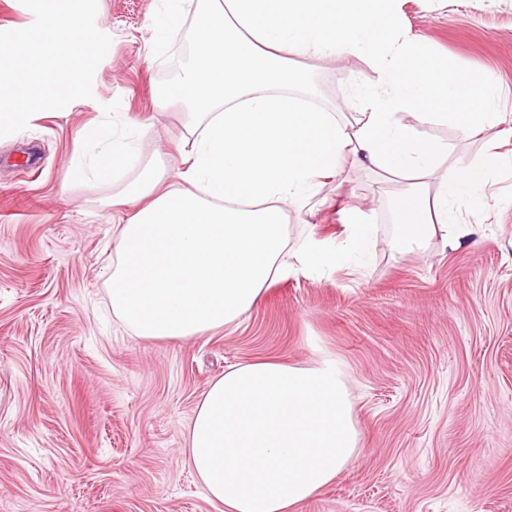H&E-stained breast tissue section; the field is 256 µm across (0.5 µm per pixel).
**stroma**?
Returning a JSON list of instances; mask_svg holds the SVG:
<instances>
[{"label": "stroma", "mask_w": 512, "mask_h": 512, "mask_svg": "<svg viewBox=\"0 0 512 512\" xmlns=\"http://www.w3.org/2000/svg\"><path fill=\"white\" fill-rule=\"evenodd\" d=\"M155 0H98L112 38L94 96L37 112L0 138V512H218L190 465L186 431L226 368L335 359L359 432L355 458L297 512H512V163L491 166L487 204L456 207L474 240L406 250L394 240L401 182L365 169L328 181L326 205L290 210L292 236L345 237L337 204L376 202L365 275H284L235 323L146 340L113 311L115 206L148 165L172 170L185 135L161 88L192 56L190 25L154 50ZM400 30L451 69L495 82L512 120V0H397ZM312 103L358 109L368 64L306 59ZM135 127L139 161L117 181L72 179L91 161L83 127ZM450 158L487 159L485 138L419 126Z\"/></svg>", "instance_id": "1"}]
</instances>
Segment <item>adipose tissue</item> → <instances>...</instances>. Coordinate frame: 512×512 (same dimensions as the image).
Returning <instances> with one entry per match:
<instances>
[{
  "mask_svg": "<svg viewBox=\"0 0 512 512\" xmlns=\"http://www.w3.org/2000/svg\"><path fill=\"white\" fill-rule=\"evenodd\" d=\"M395 0H198L193 58L162 93L181 106L188 135L175 179L149 175L126 197L109 277L113 313L144 339L186 340L231 325L294 269L362 266L372 215L347 211V235L328 245H291L288 211L304 209L326 180L361 164L403 180L393 210L405 246L441 239L457 249L478 229L454 205H483L484 167L420 137L417 124L453 120L464 137L489 128L499 157H512V127L499 128L492 82L476 83L420 53L399 33ZM366 60L373 80L359 92L355 120L307 100L301 57ZM132 130L86 126L100 145L92 168L72 178L116 179L133 162ZM359 436L335 359L299 367L256 360L230 366L193 417L187 455L220 512H294L354 457Z\"/></svg>",
  "mask_w": 512,
  "mask_h": 512,
  "instance_id": "adipose-tissue-1",
  "label": "adipose tissue"
}]
</instances>
